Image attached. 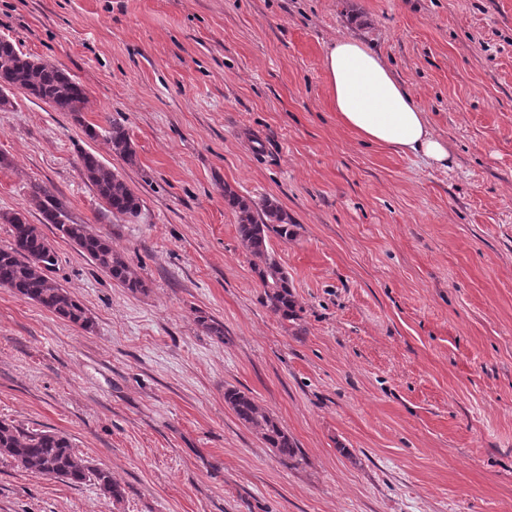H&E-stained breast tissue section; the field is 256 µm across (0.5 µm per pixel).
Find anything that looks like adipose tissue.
Here are the masks:
<instances>
[{
  "label": "adipose tissue",
  "mask_w": 512,
  "mask_h": 512,
  "mask_svg": "<svg viewBox=\"0 0 512 512\" xmlns=\"http://www.w3.org/2000/svg\"><path fill=\"white\" fill-rule=\"evenodd\" d=\"M322 66L342 126L362 141L447 166V142L434 135L425 112L381 55L359 39L340 38L326 45Z\"/></svg>",
  "instance_id": "1"
}]
</instances>
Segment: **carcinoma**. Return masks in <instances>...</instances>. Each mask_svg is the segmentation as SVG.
Listing matches in <instances>:
<instances>
[{
	"label": "carcinoma",
	"instance_id": "cac0c4a2",
	"mask_svg": "<svg viewBox=\"0 0 512 512\" xmlns=\"http://www.w3.org/2000/svg\"><path fill=\"white\" fill-rule=\"evenodd\" d=\"M2 79L7 85L0 84L1 106L9 103L8 92L20 89L58 112L77 115L86 108L87 94L78 81L57 66L22 52L8 39L0 40ZM104 133L114 153L129 162L134 161V144L121 122L112 120ZM79 161L86 179L104 202L106 212L115 218L138 217L143 201L118 173L91 151H81ZM28 197L46 223L55 225L63 237L119 286L131 293L146 288L145 282L130 269L123 257L112 250L109 238L93 231L87 224L73 222L46 183L31 181ZM224 200L235 215L241 244L257 259L254 271L263 288L266 305L285 321L297 320V303L288 274L268 248L270 234L284 241L292 239L296 235V225L272 198L255 200L226 185ZM0 219L10 225L11 232L9 246L0 248V288H9L83 330H90L93 321L86 308L49 276L57 265V254L37 225L29 223L19 212L5 213ZM198 323L206 335L224 341L223 324L206 316L199 317ZM224 402L237 419L255 431L280 458L287 460L296 456L297 448L291 437L274 415L251 396L229 388L224 391ZM0 460L70 484H82L92 477L104 496L114 502L124 497L122 487L112 479L109 471L89 465L76 453L67 437L56 432L24 429L0 420Z\"/></svg>",
	"mask_w": 512,
	"mask_h": 512
}]
</instances>
